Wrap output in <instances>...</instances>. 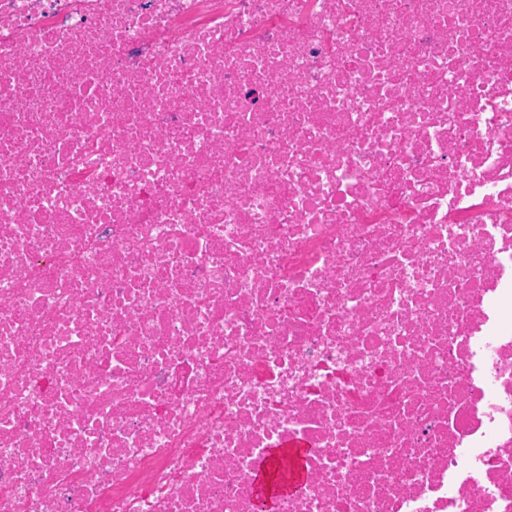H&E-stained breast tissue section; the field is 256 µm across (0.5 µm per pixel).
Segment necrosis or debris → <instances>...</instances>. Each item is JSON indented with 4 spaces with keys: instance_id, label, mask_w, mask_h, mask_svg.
Instances as JSON below:
<instances>
[{
    "instance_id": "1",
    "label": "necrosis or debris",
    "mask_w": 512,
    "mask_h": 512,
    "mask_svg": "<svg viewBox=\"0 0 512 512\" xmlns=\"http://www.w3.org/2000/svg\"><path fill=\"white\" fill-rule=\"evenodd\" d=\"M512 512V0H0V512ZM291 448L298 449L294 451ZM307 451V448H299L296 445H286L285 448L279 451L273 450L270 457H276L277 461L285 466L288 464V475L285 478L279 477L271 483H269L267 476L271 470L272 461L265 459L260 464L255 480L258 483L261 498L268 502L267 512H276L279 499L303 479L305 473L302 461Z\"/></svg>"
}]
</instances>
